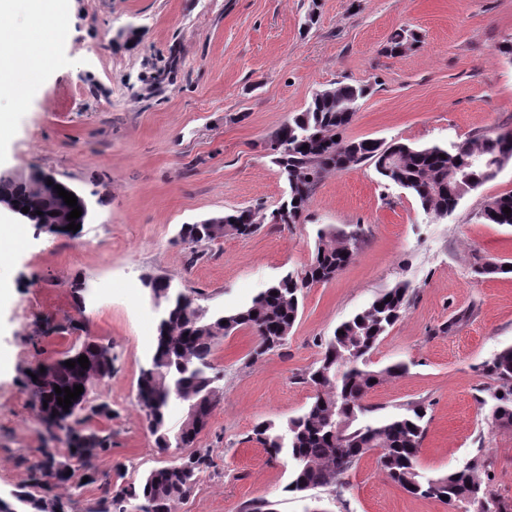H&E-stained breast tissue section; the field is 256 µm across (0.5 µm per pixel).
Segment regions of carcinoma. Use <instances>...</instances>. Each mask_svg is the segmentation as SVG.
<instances>
[{
    "instance_id": "cac0c4a2",
    "label": "carcinoma",
    "mask_w": 512,
    "mask_h": 512,
    "mask_svg": "<svg viewBox=\"0 0 512 512\" xmlns=\"http://www.w3.org/2000/svg\"><path fill=\"white\" fill-rule=\"evenodd\" d=\"M418 43V35L408 29L394 31L387 50L399 52ZM367 87L346 83L319 91L308 106L281 126L270 140H280L287 150L270 154L288 181V197L270 214L242 209L214 217L215 223L183 224L178 232L181 243L190 248V260L200 254L196 247L233 234L248 236L263 224H296L325 175L372 162L389 183L408 190L422 210L436 219L452 213L459 202L477 190L512 160V132L487 134L451 146L415 147L402 142L347 139L343 132L353 121L358 101ZM35 171L19 179L0 176V194L19 208H29L34 224H50L67 219L59 213L53 193L38 187ZM512 194L487 201L479 217L492 224L512 226ZM363 241L361 225L349 229L326 225L317 231L315 256L301 270L287 272L254 297L251 304L235 312L208 315L193 298L173 288L163 276L144 280L148 293L167 292L165 309L157 325L154 351L137 382L139 407L146 427L161 454L172 448H190L179 467L166 465L144 473L138 482L118 484L112 474L102 472L96 460L112 449V432L91 424L95 417L112 418V407L105 401L84 395L74 411L49 412L43 404L57 402L55 387L74 388L87 373L80 364L65 366L69 357L84 353L94 357L100 341L87 336L42 366L24 375L26 387L33 390L34 407L47 414L42 422V460L28 467V483L0 497V512H171V504L189 496L199 473L212 465L210 450L195 448L198 436L213 411L224 399L219 374L211 358L215 346L232 333L250 330L256 338L250 357L257 359L284 345L301 307L304 290L333 279L357 253ZM479 277L512 274V262L484 258L473 266ZM410 302V286L402 282L378 296L366 309L338 326L342 333L318 344L321 357L299 375L310 386L313 401L299 416L284 423H261L254 427L249 441L265 448L272 456L288 458L291 480L285 491L302 493L315 488L336 491L344 487L359 460L368 449L380 450L378 461L385 475L413 495L442 499L462 510L474 509L481 499H489L494 512L506 508L481 478L486 459L478 456L460 469L440 476L423 473L416 459L425 436L426 407L416 404L405 412L385 419H371L365 399L376 384L408 372L405 363L377 368L370 360L372 351L399 321ZM481 375L497 385L481 389L479 399L488 408L492 422L512 427V346L506 347L480 369ZM184 405V418L173 432L167 425L172 403ZM63 447L53 448L54 442ZM69 457L78 468L71 472L57 467L58 459ZM95 485L100 495L84 501L58 490L72 482L82 487Z\"/></svg>"
}]
</instances>
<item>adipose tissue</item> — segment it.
<instances>
[{
	"label": "adipose tissue",
	"mask_w": 512,
	"mask_h": 512,
	"mask_svg": "<svg viewBox=\"0 0 512 512\" xmlns=\"http://www.w3.org/2000/svg\"><path fill=\"white\" fill-rule=\"evenodd\" d=\"M19 4L28 14L29 26L23 30L12 23ZM67 35V16L60 0H0V91L11 88L20 65L44 59V37L62 41Z\"/></svg>",
	"instance_id": "1"
}]
</instances>
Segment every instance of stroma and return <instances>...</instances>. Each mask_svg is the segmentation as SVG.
<instances>
[{"instance_id": "stroma-1", "label": "stroma", "mask_w": 512, "mask_h": 512, "mask_svg": "<svg viewBox=\"0 0 512 512\" xmlns=\"http://www.w3.org/2000/svg\"><path fill=\"white\" fill-rule=\"evenodd\" d=\"M64 8L69 38L46 49L69 66L44 64L0 94V111L14 115L0 172L49 173L88 199L90 215L70 239L0 213L23 240L9 271L15 295L0 305V352L13 359L0 372V496L27 482L42 445L21 368L81 335L111 344L112 375L93 389L112 407L99 422L112 432V452L98 466L124 464L125 480L136 481L182 455L157 452L137 405L158 320L144 279L169 278L212 314L238 309L310 263L320 227L359 224V252L306 289L282 347L250 360L246 329L216 345L224 400L197 442L213 465L172 512H240L259 498L275 512H453L387 479L375 450L341 493L288 492L286 459L249 440L258 423L305 410L313 392L296 376L319 359L318 340L400 282L410 303L371 361L409 371L367 402L378 419L424 404L420 469L445 473L484 451L491 489L512 506V428L492 424L476 402L490 383L482 363L512 345V275L473 273L479 256L512 261V227L479 217L490 198L512 192V162L443 219L365 162L329 173L300 223L199 244L193 264L178 239L181 225L209 216L277 208L288 183L262 143L339 82L370 88L349 139L451 145L512 131V62L498 51L512 41V0H64ZM402 26L420 43L387 54Z\"/></svg>"}]
</instances>
